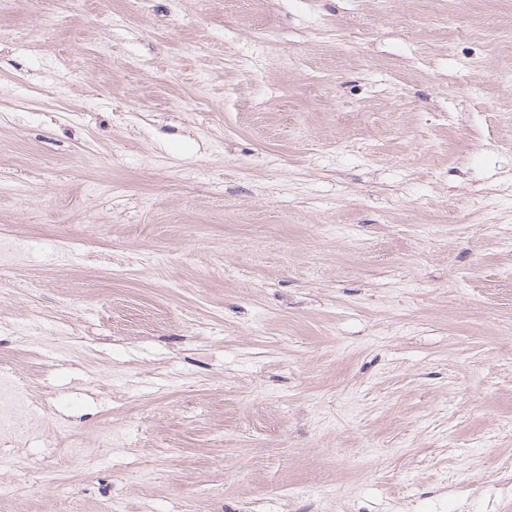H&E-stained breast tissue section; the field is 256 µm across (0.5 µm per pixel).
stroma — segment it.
I'll return each mask as SVG.
<instances>
[{
	"label": "stroma",
	"instance_id": "35a3bbf8",
	"mask_svg": "<svg viewBox=\"0 0 512 512\" xmlns=\"http://www.w3.org/2000/svg\"><path fill=\"white\" fill-rule=\"evenodd\" d=\"M510 170L512 0H0V512H512ZM28 407L18 383L8 373L0 375V431L11 435L12 427L23 418ZM21 412V413H20ZM20 415L17 417V415ZM19 419V420H18Z\"/></svg>",
	"mask_w": 512,
	"mask_h": 512
}]
</instances>
